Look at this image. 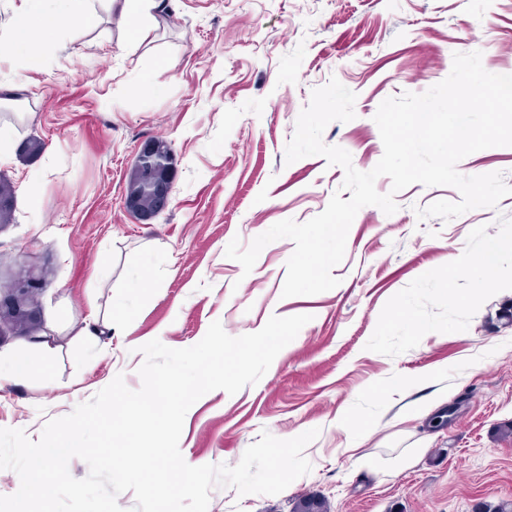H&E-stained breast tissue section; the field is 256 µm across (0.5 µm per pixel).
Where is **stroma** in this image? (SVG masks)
I'll return each mask as SVG.
<instances>
[{"label":"stroma","instance_id":"obj_1","mask_svg":"<svg viewBox=\"0 0 512 512\" xmlns=\"http://www.w3.org/2000/svg\"><path fill=\"white\" fill-rule=\"evenodd\" d=\"M124 24L101 17L68 28L42 63L12 64L13 93L29 111L0 177L17 187L0 224V290L31 278L38 324L0 331V366L25 353L47 371L0 376V428L38 439L116 375L138 389L140 346L180 349L213 321L237 337L271 316L311 320L253 386L214 390L187 412L184 460L235 465L262 431L289 439L318 429L310 473L277 495L213 489L208 512H292L325 497L331 512H473L512 500V195L450 221L415 210L452 187L414 184L386 215L363 207L347 236L339 284L282 297L291 240L266 245L250 273L225 255L275 223L305 222L341 191V167L320 156L286 163L285 147L315 88L337 78L356 93L355 117L323 141L357 170L383 155L379 104L444 80L457 53L481 52L512 74V0H175L134 52ZM41 138L40 155L20 145ZM176 155L168 207L140 218L124 204L135 152L150 139ZM40 179L21 190L31 171ZM466 176L502 172L512 146L464 158ZM503 243L496 288L474 295L475 265ZM96 314L100 335L82 336Z\"/></svg>","mask_w":512,"mask_h":512}]
</instances>
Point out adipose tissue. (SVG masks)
Instances as JSON below:
<instances>
[{"mask_svg": "<svg viewBox=\"0 0 512 512\" xmlns=\"http://www.w3.org/2000/svg\"><path fill=\"white\" fill-rule=\"evenodd\" d=\"M106 9L128 24L127 51H134L147 37L152 20L163 15L172 0H104ZM97 20L88 0H21L4 29L0 41L6 42L12 55L29 65L41 62L40 50L68 26L88 29Z\"/></svg>", "mask_w": 512, "mask_h": 512, "instance_id": "ef3b65f1", "label": "adipose tissue"}]
</instances>
